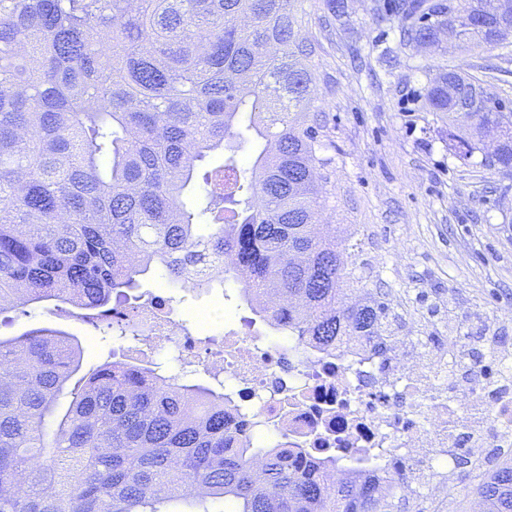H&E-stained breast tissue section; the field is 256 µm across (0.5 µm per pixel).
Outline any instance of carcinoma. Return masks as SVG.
I'll list each match as a JSON object with an SVG mask.
<instances>
[{"mask_svg":"<svg viewBox=\"0 0 512 512\" xmlns=\"http://www.w3.org/2000/svg\"><path fill=\"white\" fill-rule=\"evenodd\" d=\"M292 2L0 0V314L69 305L136 340L130 291L149 276L208 291L243 266L240 299L298 347L387 349L389 303L349 297L346 248L313 231L331 158ZM449 3L390 15L437 49L512 38V0H459L457 30ZM489 97L455 69L425 85L448 126L471 114L454 149L492 133L488 163L511 174L512 111ZM130 351L83 374L68 332L0 336V512H392L360 472L336 480V457L254 447L223 391ZM477 492L512 512V461Z\"/></svg>","mask_w":512,"mask_h":512,"instance_id":"obj_1","label":"carcinoma"}]
</instances>
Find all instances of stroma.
Wrapping results in <instances>:
<instances>
[{
  "instance_id": "stroma-1",
  "label": "stroma",
  "mask_w": 512,
  "mask_h": 512,
  "mask_svg": "<svg viewBox=\"0 0 512 512\" xmlns=\"http://www.w3.org/2000/svg\"><path fill=\"white\" fill-rule=\"evenodd\" d=\"M383 0H345L344 14L325 0H298L295 14L311 45L315 75L310 112L326 153L320 193V231L349 241V267L362 279L361 297L386 292L393 319L387 335L405 355L440 354L449 337L462 339L476 370L472 383L501 379L490 343L512 353V175L491 168L483 152L459 158L448 147V124L431 112L423 88L444 67L469 73L512 105V44L433 51L401 43ZM240 284L209 293L171 287L154 275L145 291L170 298L188 330L210 308L203 349L224 339V313L236 308ZM53 325L79 336L90 363L106 361L116 343L74 313L36 309L15 320L21 332ZM478 487L458 465L448 497L399 496L394 512H470Z\"/></svg>"
}]
</instances>
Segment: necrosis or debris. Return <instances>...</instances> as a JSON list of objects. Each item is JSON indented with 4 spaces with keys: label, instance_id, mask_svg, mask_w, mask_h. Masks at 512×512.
Here are the masks:
<instances>
[{
    "label": "necrosis or debris",
    "instance_id": "1",
    "mask_svg": "<svg viewBox=\"0 0 512 512\" xmlns=\"http://www.w3.org/2000/svg\"><path fill=\"white\" fill-rule=\"evenodd\" d=\"M136 351L167 352L180 370L222 377L234 402L230 426L251 438L261 429L280 442L336 454L368 466L386 495L400 490L440 500L456 473L459 428L469 431L476 463L487 460L485 435L512 447V404L489 389L457 383L458 338L436 364H409L397 347L378 354L359 342L334 353H297L254 331L224 326V346L201 358V340L186 331L169 299L153 295L140 308Z\"/></svg>",
    "mask_w": 512,
    "mask_h": 512
}]
</instances>
